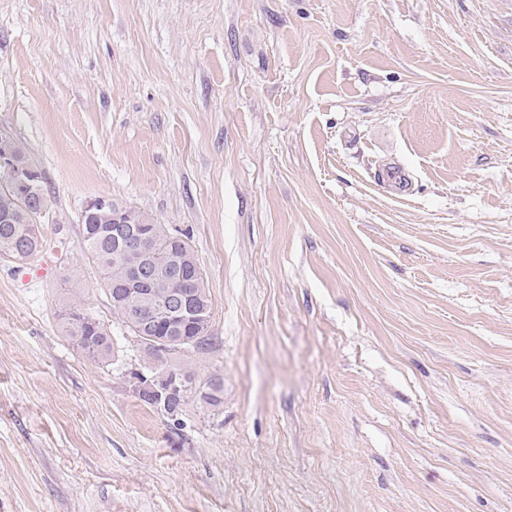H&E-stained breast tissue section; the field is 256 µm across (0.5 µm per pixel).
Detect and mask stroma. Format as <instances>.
<instances>
[{
    "label": "stroma",
    "mask_w": 512,
    "mask_h": 512,
    "mask_svg": "<svg viewBox=\"0 0 512 512\" xmlns=\"http://www.w3.org/2000/svg\"><path fill=\"white\" fill-rule=\"evenodd\" d=\"M1 134L50 271L0 260V512H512V0H0ZM100 195L189 235L219 406L134 394ZM60 321L65 335L88 359L99 363L111 358L112 338L107 327L83 306L63 300L60 304Z\"/></svg>",
    "instance_id": "35a3bbf8"
}]
</instances>
